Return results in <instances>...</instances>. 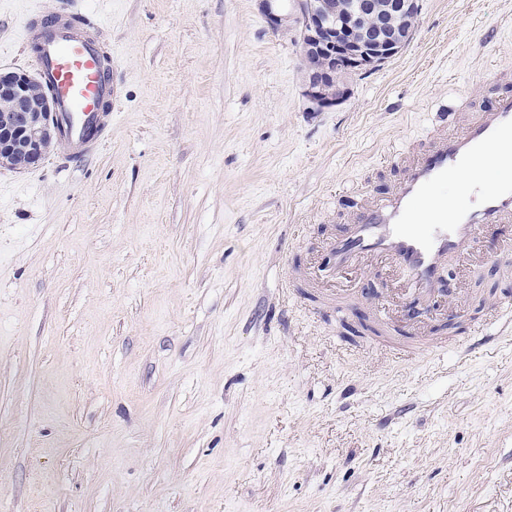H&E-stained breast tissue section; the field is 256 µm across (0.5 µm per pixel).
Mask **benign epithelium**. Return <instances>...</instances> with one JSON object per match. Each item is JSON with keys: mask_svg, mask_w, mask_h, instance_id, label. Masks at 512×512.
<instances>
[{"mask_svg": "<svg viewBox=\"0 0 512 512\" xmlns=\"http://www.w3.org/2000/svg\"><path fill=\"white\" fill-rule=\"evenodd\" d=\"M268 25L292 32L306 67L304 95L318 110L342 104L348 79L379 67L410 43L422 0H260ZM64 140L53 94L37 76L0 71V167L41 165Z\"/></svg>", "mask_w": 512, "mask_h": 512, "instance_id": "obj_1", "label": "benign epithelium"}]
</instances>
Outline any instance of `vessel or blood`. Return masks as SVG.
Instances as JSON below:
<instances>
[{"instance_id":"1","label":"vessel or blood","mask_w":512,"mask_h":512,"mask_svg":"<svg viewBox=\"0 0 512 512\" xmlns=\"http://www.w3.org/2000/svg\"><path fill=\"white\" fill-rule=\"evenodd\" d=\"M24 37L39 47L40 75L69 143L86 146L90 125L103 120L112 98V72L97 42L63 17L26 21ZM491 78L500 88L493 101L437 113L422 142L395 155V183L378 195L363 193L352 222L328 244L332 276L366 261L398 273L402 310L417 321L459 294L460 279L447 275L448 265L469 268L485 228L512 223V71L496 70ZM451 180L466 201L436 196Z\"/></svg>"}]
</instances>
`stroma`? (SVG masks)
<instances>
[{"mask_svg": "<svg viewBox=\"0 0 512 512\" xmlns=\"http://www.w3.org/2000/svg\"><path fill=\"white\" fill-rule=\"evenodd\" d=\"M93 19L112 122L76 161L0 170V512H512V299L483 240L448 351L411 354L380 266L299 279L389 155L512 69V0H423L411 42L302 95L297 41L257 0H0V69L36 72L23 22Z\"/></svg>", "mask_w": 512, "mask_h": 512, "instance_id": "obj_1", "label": "stroma"}]
</instances>
